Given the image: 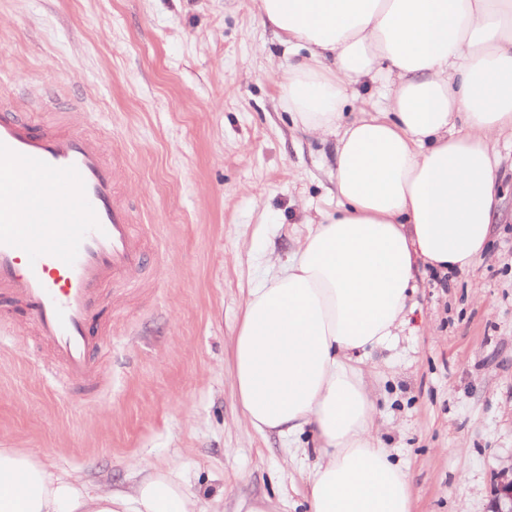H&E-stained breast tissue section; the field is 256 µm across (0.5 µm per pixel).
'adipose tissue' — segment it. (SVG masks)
<instances>
[{"label":"adipose tissue","instance_id":"ef3b65f1","mask_svg":"<svg viewBox=\"0 0 512 512\" xmlns=\"http://www.w3.org/2000/svg\"><path fill=\"white\" fill-rule=\"evenodd\" d=\"M289 64L280 101L335 136L336 211L309 223L271 280L249 288L232 380L260 433L310 432L308 512H410L406 468L375 438L361 363L406 323L419 264L470 268L500 216V138H512V0H254ZM387 94L360 107L354 84ZM357 115L344 121L346 106ZM0 512H201L174 467L130 489L51 473L0 448Z\"/></svg>","mask_w":512,"mask_h":512}]
</instances>
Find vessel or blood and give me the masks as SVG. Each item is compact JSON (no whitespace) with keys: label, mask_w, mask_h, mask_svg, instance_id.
<instances>
[{"label":"vessel or blood","mask_w":512,"mask_h":512,"mask_svg":"<svg viewBox=\"0 0 512 512\" xmlns=\"http://www.w3.org/2000/svg\"><path fill=\"white\" fill-rule=\"evenodd\" d=\"M98 142L35 128L0 100V302L22 304L65 380L99 387L90 330L102 287L135 283L142 243Z\"/></svg>","instance_id":"vessel-or-blood-1"}]
</instances>
